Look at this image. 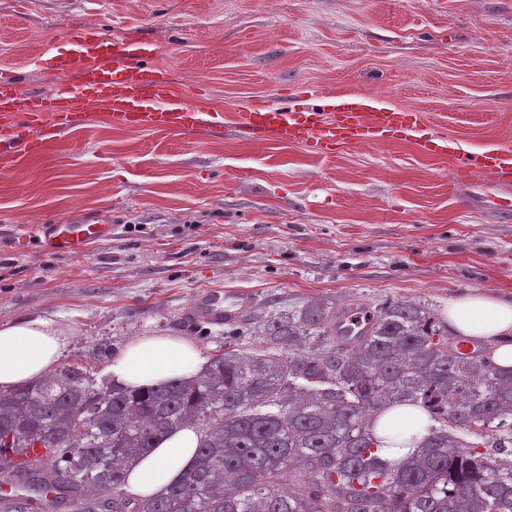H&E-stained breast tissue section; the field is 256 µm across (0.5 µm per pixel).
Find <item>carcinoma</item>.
Listing matches in <instances>:
<instances>
[{
	"mask_svg": "<svg viewBox=\"0 0 512 512\" xmlns=\"http://www.w3.org/2000/svg\"><path fill=\"white\" fill-rule=\"evenodd\" d=\"M369 312L352 343L333 332ZM228 323L206 370L141 391L80 362L0 390V484L7 512H512V370L498 341L463 336L417 301L311 300ZM422 408L427 434L398 460L381 455L380 417ZM195 461L164 492L124 489L130 468L181 428Z\"/></svg>",
	"mask_w": 512,
	"mask_h": 512,
	"instance_id": "obj_1",
	"label": "carcinoma"
}]
</instances>
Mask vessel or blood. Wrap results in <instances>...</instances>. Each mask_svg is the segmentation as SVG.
<instances>
[{
	"label": "vessel or blood",
	"mask_w": 512,
	"mask_h": 512,
	"mask_svg": "<svg viewBox=\"0 0 512 512\" xmlns=\"http://www.w3.org/2000/svg\"><path fill=\"white\" fill-rule=\"evenodd\" d=\"M153 42L135 38H104L97 25L72 29L49 58L54 77L46 90L28 88L13 71L0 70V173L13 162L42 153L62 133L89 125L93 106L106 112L113 126L129 131L176 130L214 137L224 132L220 113L211 109L203 86L186 96L175 88L170 71L151 65ZM309 87L292 97L251 101L237 130L252 144L293 143L316 156L344 145L380 146L410 142L429 156H451L457 177L489 171L499 178V192L476 196L479 206L494 215L512 216V150L492 147L475 153L457 152L452 142L430 134L419 112L376 106L364 96L335 97L326 108H300L297 100L311 96ZM112 237L108 224H43L37 242L71 254L83 253L92 242ZM196 314L213 323L234 317L232 302L215 292L197 299Z\"/></svg>",
	"instance_id": "obj_1"
}]
</instances>
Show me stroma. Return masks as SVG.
<instances>
[{"mask_svg":"<svg viewBox=\"0 0 512 512\" xmlns=\"http://www.w3.org/2000/svg\"><path fill=\"white\" fill-rule=\"evenodd\" d=\"M88 22L151 38L181 92L209 86L224 134L135 133L101 114L0 176V322L52 320L61 365L105 372L150 334L222 350L223 326L189 313L210 290L255 310L512 301V221L468 208L451 157L408 142L314 156L234 130L249 100L307 85L416 110L473 152L512 149V0H0V68L47 87L30 57ZM42 224H108L112 239L56 252L35 243Z\"/></svg>","mask_w":512,"mask_h":512,"instance_id":"obj_1","label":"stroma"}]
</instances>
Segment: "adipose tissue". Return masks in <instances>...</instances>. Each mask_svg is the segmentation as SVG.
I'll return each mask as SVG.
<instances>
[{
    "instance_id": "adipose-tissue-1",
    "label": "adipose tissue",
    "mask_w": 512,
    "mask_h": 512,
    "mask_svg": "<svg viewBox=\"0 0 512 512\" xmlns=\"http://www.w3.org/2000/svg\"><path fill=\"white\" fill-rule=\"evenodd\" d=\"M448 321L461 334L501 338L494 360L512 368V303L483 294L450 301ZM63 332L48 318L26 316L0 323V389L10 390L52 376L66 345ZM207 363L202 351L183 337L151 335L130 340L108 367L112 381L139 389L173 378L192 379ZM427 417L418 408L397 406L379 422L381 436L391 438V458L409 451L412 435H425ZM198 444L195 429L185 428L163 438L143 454L129 474L126 490L151 496L177 482L192 465Z\"/></svg>"
}]
</instances>
